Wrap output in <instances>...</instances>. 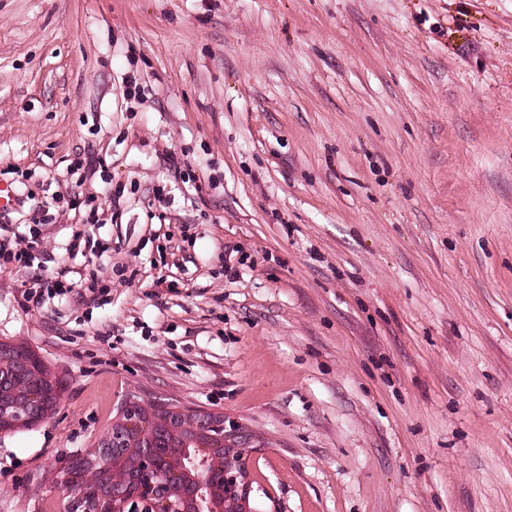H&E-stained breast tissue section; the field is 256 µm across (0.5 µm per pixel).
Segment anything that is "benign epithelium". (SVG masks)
<instances>
[{
  "mask_svg": "<svg viewBox=\"0 0 512 512\" xmlns=\"http://www.w3.org/2000/svg\"><path fill=\"white\" fill-rule=\"evenodd\" d=\"M20 342H0V425L44 421L58 387L36 372ZM35 388L42 402L30 401ZM246 432L224 416L129 400L100 436L92 457L61 464L66 493L57 512H255L242 460Z\"/></svg>",
  "mask_w": 512,
  "mask_h": 512,
  "instance_id": "1",
  "label": "benign epithelium"
}]
</instances>
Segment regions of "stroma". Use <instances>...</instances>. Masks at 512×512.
<instances>
[{"mask_svg":"<svg viewBox=\"0 0 512 512\" xmlns=\"http://www.w3.org/2000/svg\"><path fill=\"white\" fill-rule=\"evenodd\" d=\"M87 150L123 217L50 209L74 292L0 265L62 393L0 433V512H56L130 396L248 431L260 512H512V0H0L12 194ZM69 271H59L56 272L57 276L45 277L41 272H34L28 280H24L20 284V288H25L24 293L26 294V298L29 302H33L36 306H39L42 303V294L38 295V291L33 292L32 288L35 285H40L39 288H73V283L70 286L66 287L62 280L59 279V276L65 277ZM33 286V287H32Z\"/></svg>","mask_w":512,"mask_h":512,"instance_id":"35a3bbf8","label":"stroma"}]
</instances>
